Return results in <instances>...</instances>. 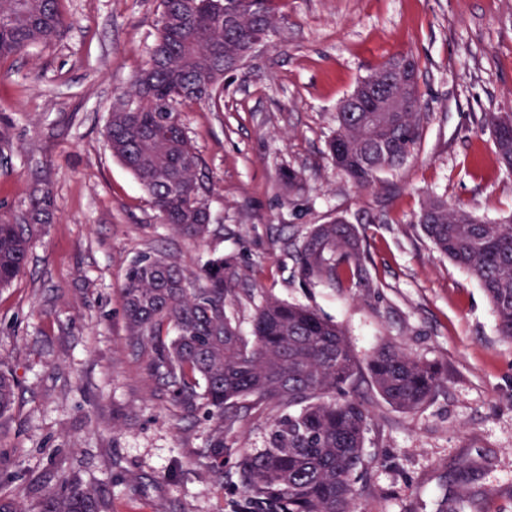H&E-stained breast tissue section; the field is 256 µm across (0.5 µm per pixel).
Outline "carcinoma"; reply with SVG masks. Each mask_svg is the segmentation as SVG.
I'll return each instance as SVG.
<instances>
[{"label":"carcinoma","instance_id":"obj_1","mask_svg":"<svg viewBox=\"0 0 512 512\" xmlns=\"http://www.w3.org/2000/svg\"><path fill=\"white\" fill-rule=\"evenodd\" d=\"M62 0H0V59L54 43L70 26ZM274 0H161V20L145 66L105 130L114 157L140 182L162 221L195 238L209 230L203 160L186 134L180 106L219 104L224 76L246 58L253 11L270 36L280 19ZM408 59L391 56L359 84ZM404 112H338L328 141L333 165L356 188H372L380 173L401 168L419 147L426 113L419 86ZM499 166L512 173V113L486 112ZM417 221L434 248L473 274L492 303L500 336L512 342V220H484L460 203L430 194ZM50 223V199L32 200L24 223L0 217V288L26 267L33 229ZM305 282L369 286L358 228L342 220L313 225L295 246ZM195 287L179 259L156 251L129 266L120 298L129 334L151 352V369L182 403L197 401L224 423L231 409L276 410L267 448L235 463L241 492L233 512H356L357 484L372 461L364 451L371 415L359 392L371 390L392 407L414 413L444 381L442 368L398 345L360 359L342 327L315 310L264 298L251 335L236 323L240 297L251 295L237 258H210ZM17 382L0 369V419L16 402ZM101 488L77 478L46 494L37 512H108Z\"/></svg>","mask_w":512,"mask_h":512}]
</instances>
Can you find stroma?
Returning <instances> with one entry per match:
<instances>
[{"instance_id":"35a3bbf8","label":"stroma","mask_w":512,"mask_h":512,"mask_svg":"<svg viewBox=\"0 0 512 512\" xmlns=\"http://www.w3.org/2000/svg\"><path fill=\"white\" fill-rule=\"evenodd\" d=\"M72 25L52 45L0 60V214L21 221L33 191L53 221L0 289V367L18 399L0 420V465L33 512L63 476L106 489L112 512H230L240 451L265 448L269 413L177 401L128 335L120 290L132 260L167 251L195 275L231 253L255 287L315 309L366 356L394 342L439 364L442 387L405 413L372 394L358 512H512V343L477 280L440 256L416 219L435 193L475 215H512L487 112L512 113V0H280L272 45L224 84L220 105L182 121L214 189L209 233L162 224L106 144L110 113L155 39L159 0H63ZM399 52L419 60L427 114L401 169L361 191L331 163L336 108ZM305 188L288 193L281 171ZM343 217L366 238L370 287L302 282L288 241ZM224 437L221 473L203 456Z\"/></svg>"}]
</instances>
